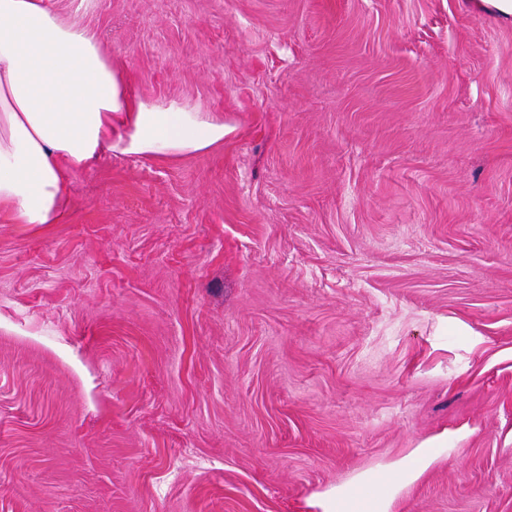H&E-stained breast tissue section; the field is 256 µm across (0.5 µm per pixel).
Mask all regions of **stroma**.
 Listing matches in <instances>:
<instances>
[{
  "label": "stroma",
  "instance_id": "35a3bbf8",
  "mask_svg": "<svg viewBox=\"0 0 512 512\" xmlns=\"http://www.w3.org/2000/svg\"><path fill=\"white\" fill-rule=\"evenodd\" d=\"M218 149L0 222V512H512V25L459 0H55ZM432 448H419L416 454L403 461L395 470L392 482L416 479L435 459ZM371 490L360 493L354 488L351 493L344 492L336 496V491L331 492L322 503V512H354L352 504L365 502L368 505V512H385L384 495L382 487L388 486L390 482L385 480H371ZM360 495L357 501L355 497Z\"/></svg>",
  "mask_w": 512,
  "mask_h": 512
}]
</instances>
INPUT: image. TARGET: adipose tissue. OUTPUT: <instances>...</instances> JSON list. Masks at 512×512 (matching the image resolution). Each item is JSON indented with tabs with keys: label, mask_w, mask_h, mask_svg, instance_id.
Listing matches in <instances>:
<instances>
[{
	"label": "adipose tissue",
	"mask_w": 512,
	"mask_h": 512,
	"mask_svg": "<svg viewBox=\"0 0 512 512\" xmlns=\"http://www.w3.org/2000/svg\"><path fill=\"white\" fill-rule=\"evenodd\" d=\"M220 112L147 104L54 0H0V214L56 224L73 175L119 155L178 161L224 142Z\"/></svg>",
	"instance_id": "1"
}]
</instances>
